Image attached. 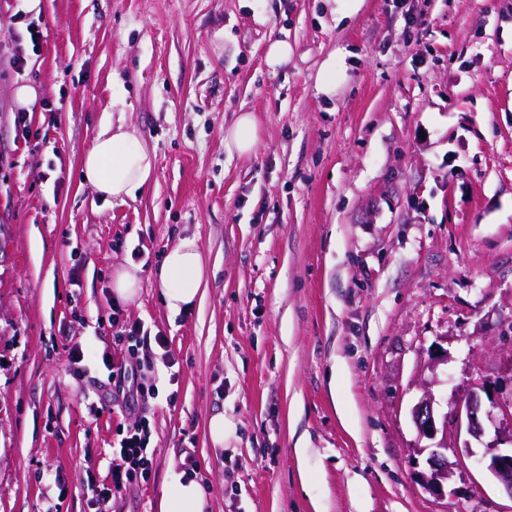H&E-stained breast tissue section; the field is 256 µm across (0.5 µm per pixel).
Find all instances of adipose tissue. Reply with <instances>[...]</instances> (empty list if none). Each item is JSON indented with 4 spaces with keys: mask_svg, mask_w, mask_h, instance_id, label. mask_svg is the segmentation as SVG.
Segmentation results:
<instances>
[{
    "mask_svg": "<svg viewBox=\"0 0 512 512\" xmlns=\"http://www.w3.org/2000/svg\"><path fill=\"white\" fill-rule=\"evenodd\" d=\"M259 140L253 113L240 112L224 131L228 154H251ZM155 155L125 117L104 115L99 131L85 151L81 179L100 197L125 201L135 197L151 181ZM167 309L178 313L202 300L206 286V262L196 239L184 238L164 253L153 271ZM206 495L190 475H179L159 499V512H204Z\"/></svg>",
    "mask_w": 512,
    "mask_h": 512,
    "instance_id": "adipose-tissue-1",
    "label": "adipose tissue"
}]
</instances>
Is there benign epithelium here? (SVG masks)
Returning a JSON list of instances; mask_svg holds the SVG:
<instances>
[{
    "mask_svg": "<svg viewBox=\"0 0 512 512\" xmlns=\"http://www.w3.org/2000/svg\"><path fill=\"white\" fill-rule=\"evenodd\" d=\"M484 392L485 383L472 384L469 391L453 401L450 410L441 417L435 413L433 400L428 397L420 400L412 409V420L421 436L433 439L437 434H442L438 448L430 453L428 463L431 473L425 479V487L437 495L444 491L443 481L448 479V459L443 454L448 449V429L456 432L463 429L476 440L486 433L480 417ZM488 451L490 458L487 469L512 498V450L503 452L493 446Z\"/></svg>",
    "mask_w": 512,
    "mask_h": 512,
    "instance_id": "obj_1",
    "label": "benign epithelium"
}]
</instances>
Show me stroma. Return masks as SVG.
I'll use <instances>...</instances> for the list:
<instances>
[{
	"instance_id": "stroma-1",
	"label": "stroma",
	"mask_w": 512,
	"mask_h": 512,
	"mask_svg": "<svg viewBox=\"0 0 512 512\" xmlns=\"http://www.w3.org/2000/svg\"><path fill=\"white\" fill-rule=\"evenodd\" d=\"M243 109L260 140L231 156ZM106 112L156 155L123 202L81 182ZM186 237L209 276L173 315L152 271ZM116 317L167 346L144 354L152 478L110 512H157L189 453L206 512H512L465 434L425 489L411 416L482 379L512 436V0H0V512H94L130 421L100 390ZM291 53L292 50L288 41L271 39L265 55L266 64L273 71L283 68L288 65ZM140 273V267L132 263L121 265L112 272V292L116 298L124 302L137 298L141 285Z\"/></svg>"
}]
</instances>
